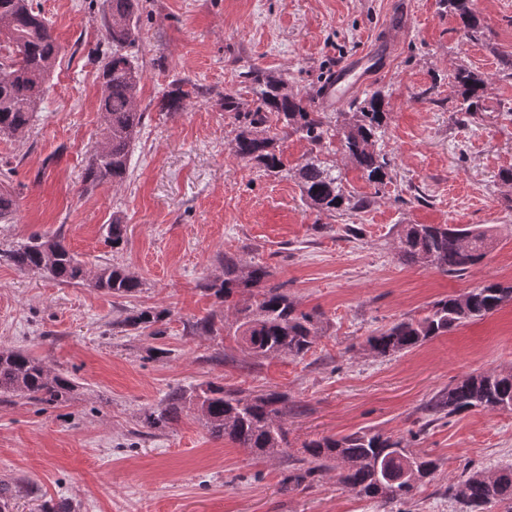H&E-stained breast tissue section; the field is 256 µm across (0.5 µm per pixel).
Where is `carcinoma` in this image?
<instances>
[{"label": "carcinoma", "mask_w": 512, "mask_h": 512, "mask_svg": "<svg viewBox=\"0 0 512 512\" xmlns=\"http://www.w3.org/2000/svg\"><path fill=\"white\" fill-rule=\"evenodd\" d=\"M445 3L448 14L469 39L483 36L476 0ZM138 10L139 0H109L103 15L107 48L96 50L91 57L100 64L104 128L84 171L83 183L88 187L120 184L128 176L143 119L136 108L143 71L137 59L126 52L136 41ZM1 26L7 33L0 39V135L16 136L26 130L39 108L60 47L33 0H0ZM243 78L250 84L252 105L242 110L234 97L224 96V111L233 113L238 125L232 154L269 173H288L277 138L267 130L269 114L274 112L284 128L301 134L310 144L309 158L295 169L307 207L318 212L354 213L369 206L368 198L345 188L342 171L321 155L340 153L366 182L384 185L389 161L375 148L390 118L383 92L371 91L353 101L343 127L333 135L328 113L314 105L313 99L289 90L284 79L258 68L244 72ZM454 83L461 97L460 111H480L485 79L460 67L454 73ZM495 244L490 230L479 225L404 224L397 233L395 251L403 264H419L429 258L436 271L463 275L481 264ZM0 258L21 272H34L49 262V275L63 283L78 284L85 277L83 264L55 238L33 235L0 251ZM270 277L267 266L226 253L224 276L209 280L206 290L233 316V337L254 356L303 357L326 333L328 324L316 312L302 309L283 285L269 284ZM94 285L115 297H131L140 292L143 283L123 268L110 265L98 272ZM240 288L251 290L252 300H234ZM507 303H512V283L488 281L434 302L420 318L392 323L368 337L367 346L380 358L409 352L435 336L482 320ZM166 315V310L143 309L124 317L118 325L158 336L161 330L156 324ZM189 329L198 335L219 331L212 315L196 320ZM75 387L73 378L51 372L28 350L0 348V395L20 396L46 409H57L70 402ZM187 407L200 412L204 426L215 438L268 459L288 456L286 425L291 408L283 393L226 388L216 382L200 391L177 387L159 404L143 411L140 426L150 434L163 431ZM473 408L512 410V368L465 375L431 399L425 411L437 421ZM304 448L306 455L288 465L283 479L288 487L310 488L334 472L338 481L357 495L376 498L385 507L412 499L439 470L438 460L414 452L402 439L366 429L312 439ZM448 500L459 505L458 512H487L495 505L512 512V464L494 471L466 467L448 485Z\"/></svg>", "instance_id": "obj_1"}]
</instances>
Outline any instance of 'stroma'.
<instances>
[{"mask_svg":"<svg viewBox=\"0 0 512 512\" xmlns=\"http://www.w3.org/2000/svg\"><path fill=\"white\" fill-rule=\"evenodd\" d=\"M61 47L44 100L22 135L0 136V179L17 200L0 244L60 237L90 273L107 263L143 282L119 298L92 281L62 284L0 261V348L22 347L74 378L67 406L40 410L0 395V480L27 494L14 512L68 502L72 512H377L335 474L308 489L282 483L284 460L212 438L196 410L153 437L134 434L145 407L171 388L208 381L288 395V453L305 440L371 428L403 437L437 459L435 478L408 512H450L442 496L465 464H512V410L454 413L428 423L425 404L455 379L512 367V305L434 337L412 352L377 358L368 336L432 303L487 281H512V0H477L484 35L465 37L443 0H139L137 41L143 112L128 178L88 190L83 175L103 126L101 79L88 55L105 44L106 0H37ZM384 49L390 119L377 147L390 161L381 188L342 155L348 190L370 198L353 214L305 206L295 177L266 175L236 159L231 95L252 102L241 72L283 76L304 96L323 90L347 58ZM467 67L487 82L486 111L457 112L453 74ZM185 91L181 110L164 95ZM125 226L121 245L107 229ZM404 224H471L496 246L462 276L405 265L394 252ZM266 265L303 308L330 328L301 358H257L232 336H191L189 322L218 312L204 283L225 254ZM167 311L162 334L114 322Z\"/></svg>","mask_w":512,"mask_h":512,"instance_id":"obj_1","label":"stroma"}]
</instances>
